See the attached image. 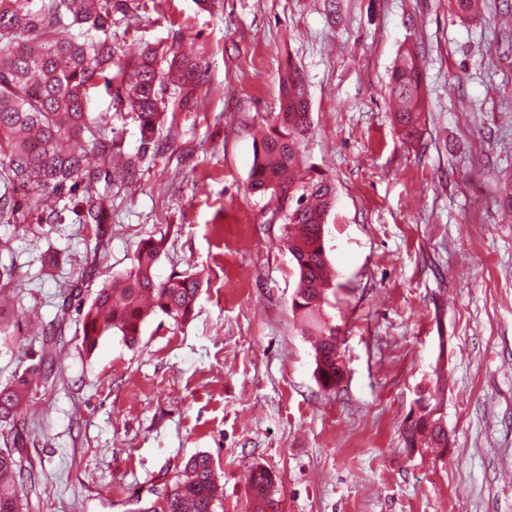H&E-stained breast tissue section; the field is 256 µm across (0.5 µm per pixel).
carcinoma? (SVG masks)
Masks as SVG:
<instances>
[{"mask_svg":"<svg viewBox=\"0 0 512 512\" xmlns=\"http://www.w3.org/2000/svg\"><path fill=\"white\" fill-rule=\"evenodd\" d=\"M148 0H0V220L15 224H59L62 212L39 209L44 196L67 198L87 229L98 232L112 198L100 193L110 185L112 160L120 152L108 130L107 114L95 111L90 90L103 84L117 109L137 119L143 144L159 142L167 121L168 90L185 108L197 64L173 47L131 50L112 32V13L146 8ZM135 56V79L126 80V59ZM388 92L397 101L395 121L405 138L418 136L425 100L417 53L404 49L391 71ZM280 112L255 148L250 188L270 194L284 220L283 243L297 278L292 308L314 321L331 282L326 275L325 225L335 205V190L326 178L296 181L301 146L310 129L309 100L303 72L288 63L280 78ZM93 150L100 164H86ZM16 185L32 191L26 200L12 195ZM166 239H144L131 266L112 276L81 311V345L92 353L106 336L134 346L147 318L161 313L176 323L192 314L200 278L188 270L161 280L156 266ZM14 267L0 263V294L16 288ZM315 373L320 385L333 389L341 377L336 357V327L320 326ZM58 355L52 338L43 340L38 362L0 385V512H28L23 499L27 441L17 426L19 409L48 380ZM434 442L448 447L441 426L419 418L405 428L408 449ZM256 489L252 512H279L272 474L257 467L250 474ZM224 487L211 457L192 456L165 497L164 512H217Z\"/></svg>","mask_w":512,"mask_h":512,"instance_id":"1","label":"carcinoma"}]
</instances>
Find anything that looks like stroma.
<instances>
[{
  "label": "stroma",
  "mask_w": 512,
  "mask_h": 512,
  "mask_svg": "<svg viewBox=\"0 0 512 512\" xmlns=\"http://www.w3.org/2000/svg\"><path fill=\"white\" fill-rule=\"evenodd\" d=\"M114 14L127 42L171 46L201 74L163 149L131 112H109L137 179L112 188L99 234L68 201L58 224L0 222L14 297L0 312V384L61 339L52 379L23 415L32 512H162L183 464L208 453L224 512H249L251 470L272 473L280 512H512V0L471 16L448 0H156ZM422 65L417 140L385 90L404 48ZM307 79L312 129L301 176L336 189L325 226L334 290L335 389L315 375L316 337L291 309L295 275L269 197L247 186L255 140L279 110L288 63ZM166 235L156 273L201 277L192 317L147 321L140 342L81 347L78 310ZM438 409L447 450L406 451Z\"/></svg>",
  "instance_id": "stroma-1"
}]
</instances>
